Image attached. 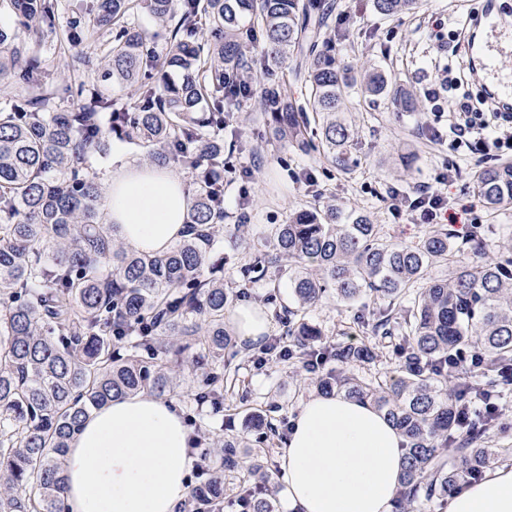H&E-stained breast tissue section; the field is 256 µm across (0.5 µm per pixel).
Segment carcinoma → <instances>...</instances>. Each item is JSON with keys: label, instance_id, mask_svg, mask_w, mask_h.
I'll use <instances>...</instances> for the list:
<instances>
[{"label": "carcinoma", "instance_id": "obj_1", "mask_svg": "<svg viewBox=\"0 0 512 512\" xmlns=\"http://www.w3.org/2000/svg\"><path fill=\"white\" fill-rule=\"evenodd\" d=\"M169 24L159 57L156 34L130 21L140 4ZM418 0H374L387 18L411 13ZM19 30L0 27V82L18 88L0 103V512H64V463L85 419L116 398L148 392L181 396L173 357L197 350L206 359L194 401L224 403V350L232 343L224 312L236 294L276 275L288 279L297 306L279 316L283 334L266 341L256 361L277 357L313 368L325 396L341 394L382 411L406 443L397 512L422 498L441 503L500 461L486 446L499 424L512 372V256L484 258L479 224L461 233L433 224L415 245L387 244L364 214L333 203L277 224L270 244L253 247L239 268L241 288H224L217 251L238 250L243 224L224 223V106L249 98L254 71L273 72L295 58L308 106L280 82L264 88L259 110L276 138L318 154L341 170L353 163L357 133L337 113L355 78L336 59V30L323 0H96L76 7L67 40L80 45L106 33V53L85 60L96 79L64 100L46 87L43 60L31 45L58 19V0H0ZM262 43L260 57L246 49ZM181 72L178 81L168 73ZM138 86L127 104L110 87ZM385 75L364 78L370 96L387 90ZM149 148L148 161L191 176L186 235L161 254L112 237L101 210L103 189L87 165L112 137ZM476 187L491 210L512 204V163L484 167ZM448 265V279L427 277ZM370 294L377 338L394 341L399 375L366 377L355 367L375 358L370 341L317 342L307 310L329 298L356 303ZM409 306H401V300ZM478 355L477 381L450 384L448 366ZM222 462L206 480L224 495V478L244 473L248 512H274L263 492L261 457L240 442H221Z\"/></svg>", "mask_w": 512, "mask_h": 512}]
</instances>
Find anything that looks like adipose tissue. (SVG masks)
Returning a JSON list of instances; mask_svg holds the SVG:
<instances>
[{
    "mask_svg": "<svg viewBox=\"0 0 512 512\" xmlns=\"http://www.w3.org/2000/svg\"><path fill=\"white\" fill-rule=\"evenodd\" d=\"M191 193L168 168L112 145L102 212L118 240L166 251L187 230ZM196 440L180 408L147 393L93 411L65 459V512H174L187 495ZM403 439L371 405L345 396L307 399L282 456L291 512H395ZM448 512H512V464H498L448 500Z\"/></svg>",
    "mask_w": 512,
    "mask_h": 512,
    "instance_id": "ef3b65f1",
    "label": "adipose tissue"
}]
</instances>
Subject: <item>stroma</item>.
<instances>
[{"mask_svg":"<svg viewBox=\"0 0 512 512\" xmlns=\"http://www.w3.org/2000/svg\"><path fill=\"white\" fill-rule=\"evenodd\" d=\"M336 8L329 20L335 27L336 56L352 75L377 67L388 75L392 86L421 91L424 80L436 64L462 65L455 46L445 52L436 48V23L445 30L457 29L469 12L480 10L483 0H422L418 9L399 18L385 19L373 9L372 0H334ZM107 47V37L94 35L78 47L66 44L63 28L45 33L38 50L47 62V79L56 86L87 79L89 72L80 58ZM263 79H255L253 92L261 94ZM254 99L224 110L225 121L240 128L243 149L226 155L228 173L224 179V211L227 223H236L240 194H247L246 222L253 239L261 241L273 225L287 223L298 208L314 204L320 195L334 198L347 212L369 214L384 238L405 244L416 243L426 230L413 223L410 215L395 211L391 188L416 191L423 184H437L442 174L452 181L446 186L451 211L464 213L468 223L484 225L486 255L499 257L512 251V205L492 211L472 189L476 169L497 163L494 155H472L465 149L431 140L423 127L425 110L401 111L391 97H364L353 94L345 117L358 131L350 171L338 170L315 156H305L284 148L267 132ZM245 303L262 308L269 322V335L282 331L279 312L294 307L287 282L250 288ZM324 341L347 343L371 336V322L362 303L329 302L307 314ZM252 346L236 341L224 356V372L236 380L234 389L224 394V408H198L190 393L179 403L197 438L232 437L244 455L259 451L268 454L272 479L281 475V455L288 436L286 426L300 405L313 395L305 382V371L288 361H272L254 367ZM274 425L273 436H263L267 425Z\"/></svg>","mask_w":512,"mask_h":512,"instance_id":"35a3bbf8","label":"stroma"}]
</instances>
